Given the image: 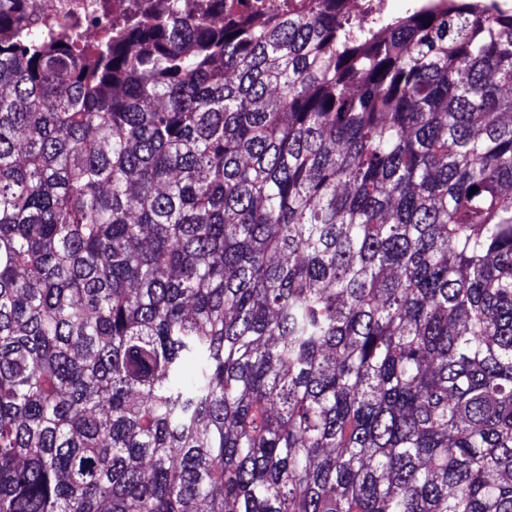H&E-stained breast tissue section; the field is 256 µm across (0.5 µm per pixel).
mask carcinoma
<instances>
[{
    "label": "carcinoma",
    "instance_id": "cac0c4a2",
    "mask_svg": "<svg viewBox=\"0 0 512 512\" xmlns=\"http://www.w3.org/2000/svg\"><path fill=\"white\" fill-rule=\"evenodd\" d=\"M38 2L0 512H512V11Z\"/></svg>",
    "mask_w": 512,
    "mask_h": 512
}]
</instances>
